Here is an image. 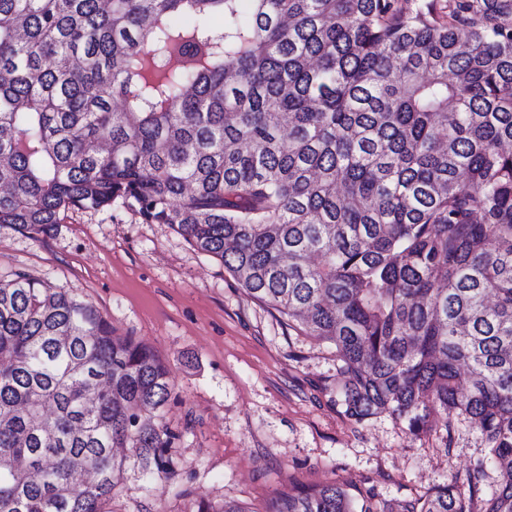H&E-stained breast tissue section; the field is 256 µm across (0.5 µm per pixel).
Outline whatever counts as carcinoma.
Masks as SVG:
<instances>
[{"mask_svg":"<svg viewBox=\"0 0 512 512\" xmlns=\"http://www.w3.org/2000/svg\"><path fill=\"white\" fill-rule=\"evenodd\" d=\"M511 144L512 0H0V228L130 200L333 346L355 422L476 420L502 482L406 512H512ZM171 395L91 304L1 281L0 512H109L119 447L170 479Z\"/></svg>","mask_w":512,"mask_h":512,"instance_id":"carcinoma-1","label":"carcinoma"}]
</instances>
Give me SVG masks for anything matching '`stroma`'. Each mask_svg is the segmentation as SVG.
Returning <instances> with one entry per match:
<instances>
[{
	"label": "stroma",
	"instance_id": "stroma-1",
	"mask_svg": "<svg viewBox=\"0 0 512 512\" xmlns=\"http://www.w3.org/2000/svg\"><path fill=\"white\" fill-rule=\"evenodd\" d=\"M22 270L92 304L114 335L152 348L173 395L174 474L159 482L134 449L112 512H198L234 502L269 512L302 486L342 485L379 512L446 484H465L488 450L476 424L411 434L388 415L358 423L337 405L336 350L249 298L216 258L131 201L71 209L51 236L0 228V277Z\"/></svg>",
	"mask_w": 512,
	"mask_h": 512
}]
</instances>
